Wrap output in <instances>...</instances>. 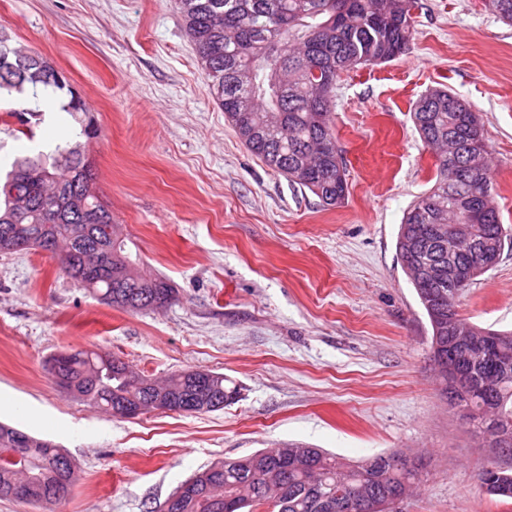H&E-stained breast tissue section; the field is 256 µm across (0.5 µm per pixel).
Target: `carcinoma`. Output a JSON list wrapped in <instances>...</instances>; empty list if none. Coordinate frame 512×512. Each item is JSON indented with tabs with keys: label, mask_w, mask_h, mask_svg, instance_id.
Masks as SVG:
<instances>
[{
	"label": "carcinoma",
	"mask_w": 512,
	"mask_h": 512,
	"mask_svg": "<svg viewBox=\"0 0 512 512\" xmlns=\"http://www.w3.org/2000/svg\"><path fill=\"white\" fill-rule=\"evenodd\" d=\"M194 44L212 95L239 139L289 182L308 189L327 207L348 196L347 164L330 119L334 89L321 94L311 79L316 66L332 83L362 66L393 60L407 50L418 0H174ZM502 22L512 26V0H488ZM25 63L24 70L4 68ZM67 90V112L89 140L80 118L84 104L65 73L0 30V95L24 86ZM413 121L434 152L436 182L411 205L400 225L396 256L406 271L431 328L432 360L439 373L460 363L473 388L448 396L449 406L483 432L512 433V331L482 327L462 318L457 302L469 282L484 275L488 261L500 258L512 231L501 222L494 199L488 150L480 119L456 94L432 88L413 105ZM35 242L46 236L67 243L62 270L100 301L125 311L170 304L176 289L161 276L135 267L112 212L102 202L86 143H59L49 154L14 158L0 182V253L7 233ZM110 255L112 274L85 283L84 260ZM46 369L61 389L114 416L123 405L145 414L157 400L188 414L224 408L239 397L213 373L199 396L198 376L187 369L153 387L148 379L106 352L73 351L51 356ZM26 448L30 466L16 471L0 463V499L27 482L33 495L73 486L70 457L52 442L0 423V448ZM391 454L377 453L356 463L319 448L290 444L212 462L204 476L205 500L180 502L170 512H254L275 504L274 512H327L326 498L343 502L338 512L368 498L392 504L419 480L420 463L398 469ZM490 496L512 500V469L491 465L478 474Z\"/></svg>",
	"instance_id": "1"
}]
</instances>
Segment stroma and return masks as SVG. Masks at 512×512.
Here are the masks:
<instances>
[{
    "label": "stroma",
    "mask_w": 512,
    "mask_h": 512,
    "mask_svg": "<svg viewBox=\"0 0 512 512\" xmlns=\"http://www.w3.org/2000/svg\"><path fill=\"white\" fill-rule=\"evenodd\" d=\"M0 29L62 69L97 135V190L141 269L177 290L141 312L100 302L41 251L0 253V421L79 465L61 512H154L220 458L303 444L356 461L423 459L397 512H512L478 473L486 439L448 406L431 328L396 258L405 210L436 178L410 105L444 85L479 113L512 225V27L487 0H421L409 50L342 77L331 119L348 197L323 207L243 145L214 100L173 0H0ZM512 328V249L459 302ZM103 349L161 380L192 368L240 389L224 409L103 413L57 387L60 352Z\"/></svg>",
    "instance_id": "obj_1"
}]
</instances>
